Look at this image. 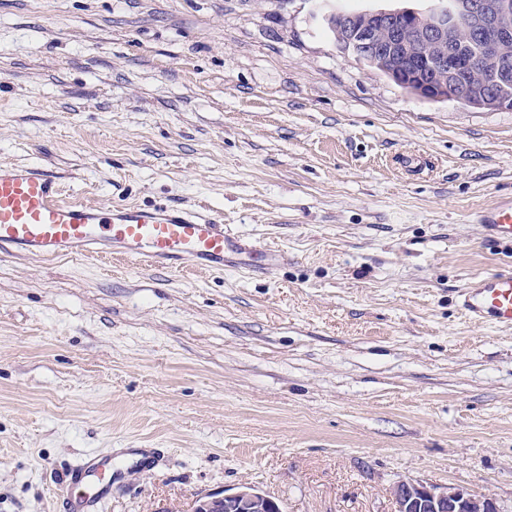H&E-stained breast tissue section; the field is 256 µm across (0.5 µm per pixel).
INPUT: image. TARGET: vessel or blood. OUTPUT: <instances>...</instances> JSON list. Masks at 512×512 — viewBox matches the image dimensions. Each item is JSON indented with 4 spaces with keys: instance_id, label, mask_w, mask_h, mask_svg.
Wrapping results in <instances>:
<instances>
[{
    "instance_id": "vessel-or-blood-1",
    "label": "vessel or blood",
    "mask_w": 512,
    "mask_h": 512,
    "mask_svg": "<svg viewBox=\"0 0 512 512\" xmlns=\"http://www.w3.org/2000/svg\"><path fill=\"white\" fill-rule=\"evenodd\" d=\"M478 222L486 238L512 242V197L482 210ZM0 250L44 260L93 253L140 266L219 272L250 267L257 258L267 266L286 258L232 236L218 215L165 203L146 210L66 200L55 170L18 163L0 164ZM460 303L471 319L512 328V270L471 277Z\"/></svg>"
}]
</instances>
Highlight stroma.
<instances>
[{"mask_svg": "<svg viewBox=\"0 0 512 512\" xmlns=\"http://www.w3.org/2000/svg\"><path fill=\"white\" fill-rule=\"evenodd\" d=\"M429 0H0V163L65 196L174 201L288 254L261 274L0 254V512H394L406 476L512 512V329L459 290L512 270V109L405 92L324 13ZM484 235L491 241L512 242V197L501 199L478 216ZM277 506L272 496L246 485L229 493L197 497L192 512H270Z\"/></svg>", "mask_w": 512, "mask_h": 512, "instance_id": "1", "label": "stroma"}]
</instances>
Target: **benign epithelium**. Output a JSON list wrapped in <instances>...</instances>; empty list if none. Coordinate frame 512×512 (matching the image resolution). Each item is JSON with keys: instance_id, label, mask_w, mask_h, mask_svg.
<instances>
[{"instance_id": "7a95c632", "label": "benign epithelium", "mask_w": 512, "mask_h": 512, "mask_svg": "<svg viewBox=\"0 0 512 512\" xmlns=\"http://www.w3.org/2000/svg\"><path fill=\"white\" fill-rule=\"evenodd\" d=\"M323 21L340 52L390 78L409 94L497 110L512 68V0H432L426 11L404 8L345 14ZM479 44L478 57L454 51ZM394 512H499L493 498L410 477L391 487ZM274 498L252 486L198 497L192 512H270Z\"/></svg>"}]
</instances>
